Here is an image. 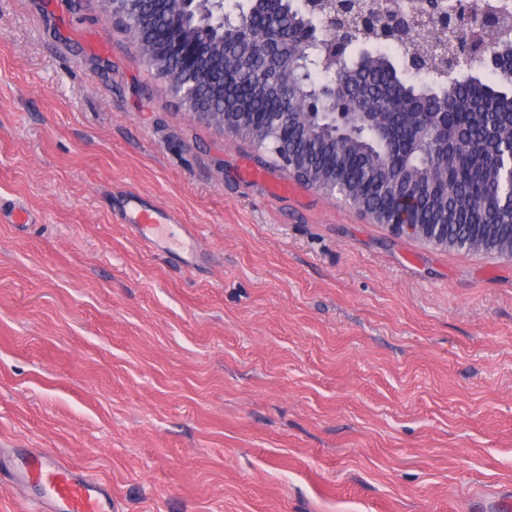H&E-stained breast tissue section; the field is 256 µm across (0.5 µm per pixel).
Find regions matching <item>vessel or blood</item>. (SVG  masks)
<instances>
[{
	"label": "vessel or blood",
	"mask_w": 512,
	"mask_h": 512,
	"mask_svg": "<svg viewBox=\"0 0 512 512\" xmlns=\"http://www.w3.org/2000/svg\"><path fill=\"white\" fill-rule=\"evenodd\" d=\"M125 223L149 227L154 237L165 239L173 217L140 204L127 195L121 210ZM7 469L11 479L32 489L48 512H112V497L105 486L48 451H25L13 456Z\"/></svg>",
	"instance_id": "obj_1"
}]
</instances>
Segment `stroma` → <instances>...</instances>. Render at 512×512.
Instances as JSON below:
<instances>
[{"instance_id":"obj_1","label":"stroma","mask_w":512,"mask_h":512,"mask_svg":"<svg viewBox=\"0 0 512 512\" xmlns=\"http://www.w3.org/2000/svg\"><path fill=\"white\" fill-rule=\"evenodd\" d=\"M197 226L148 248L122 192ZM0 460L114 512H503L512 260L391 235L193 120L98 0H0ZM11 479L32 489L49 512H112L105 486L48 451H25L6 466Z\"/></svg>"}]
</instances>
